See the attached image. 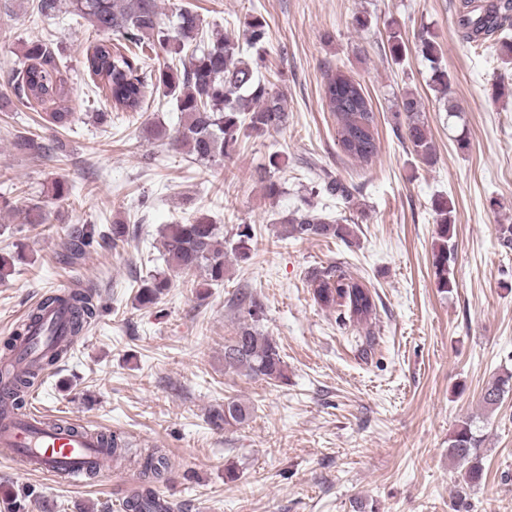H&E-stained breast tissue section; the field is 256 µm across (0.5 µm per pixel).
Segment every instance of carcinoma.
<instances>
[{
    "instance_id": "1",
    "label": "carcinoma",
    "mask_w": 512,
    "mask_h": 512,
    "mask_svg": "<svg viewBox=\"0 0 512 512\" xmlns=\"http://www.w3.org/2000/svg\"><path fill=\"white\" fill-rule=\"evenodd\" d=\"M75 15L90 21L97 31L112 35L91 46L85 55L84 67L94 82V93L103 94L117 112L145 111L148 95L160 92L175 101L180 122L173 129L160 125L147 128L153 139L167 140L202 165L222 162L240 145L242 138L262 136L288 125L289 114L283 99L272 92L270 82L259 76L264 66L268 30L260 16L252 17L244 31V42L227 36L213 40L203 37L199 15L185 9L177 24L169 29L161 22L158 0H70ZM457 26L468 44L492 49L499 45L512 53V0H460ZM391 60L399 64L406 54L400 31L388 35ZM254 50L252 61L243 54ZM418 49L431 63L432 84L448 94L451 77L437 62L439 44L436 35L425 31L419 36ZM21 58L11 70L10 81L16 97L27 102L46 103L63 97L66 79L57 61L54 44L45 39L23 43ZM351 78L337 70L328 75L324 99L337 120L336 139L341 151L367 163L377 154L374 112L368 95L357 103L346 101ZM422 102L412 94L401 99L398 115L404 116L402 138L408 141L414 154L423 161L434 155V144L421 118ZM60 141L51 143L29 132L15 142L23 154L39 158L53 156ZM282 157L272 154L268 164L258 170L266 195L274 198L281 185L272 179L271 171L280 169ZM326 195L351 201L350 187L338 180L325 182ZM434 210L442 215L437 227V243L433 253L436 287L448 293L454 288L451 265L455 260L456 227L451 223L448 201L436 199ZM287 234L298 240L338 238L347 240L349 225L335 224L310 211L282 218ZM112 240V245L127 240L129 227L113 224L103 231L95 224L84 225L70 238L69 252L73 259L95 237ZM237 240L224 238L219 225L203 214H190L174 224L163 225L159 252L167 269L183 272L198 271L202 286L208 288L224 282L228 256L245 262L250 259L249 241L254 237L249 224L238 226ZM314 301L325 308L337 309L351 322H362L375 313L378 294L364 282L344 272L332 270L315 274L310 281ZM170 288L166 272H158L141 282L137 301L149 306ZM60 305L68 312V333L81 335L95 321L98 304L95 292L77 288L64 296L50 295L33 308L28 323L41 319L49 306ZM236 306L243 313L235 336L224 342V369L240 372L250 378L271 382L287 379L286 365L276 340L261 328L264 320L262 304L247 291L236 295ZM68 352L61 347L44 357L27 371L11 378L12 392L0 406L22 405L20 393L29 388L46 366L56 364ZM512 390V375L488 385L482 400L485 408L494 409L505 393ZM252 408L236 398L224 400V406L210 411L209 420L217 427L239 426L249 421ZM480 439L472 429V421L463 420L448 437V457L468 464L463 475L465 483H476L483 475L478 453ZM141 473L158 479L167 469L160 450L153 448L141 458ZM125 512H160L156 495L147 487L125 501Z\"/></svg>"
}]
</instances>
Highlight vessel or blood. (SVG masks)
<instances>
[{"instance_id": "vessel-or-blood-1", "label": "vessel or blood", "mask_w": 512, "mask_h": 512, "mask_svg": "<svg viewBox=\"0 0 512 512\" xmlns=\"http://www.w3.org/2000/svg\"><path fill=\"white\" fill-rule=\"evenodd\" d=\"M65 318L64 308L47 310L42 324L16 339L12 358L0 362V369L26 370L45 353L71 344L70 336L47 332L48 327L59 326ZM0 453L18 456L25 471L53 478L77 477L91 469L100 473L111 463L98 450L97 431L83 425L74 430L52 429L46 416L37 412L0 418Z\"/></svg>"}]
</instances>
